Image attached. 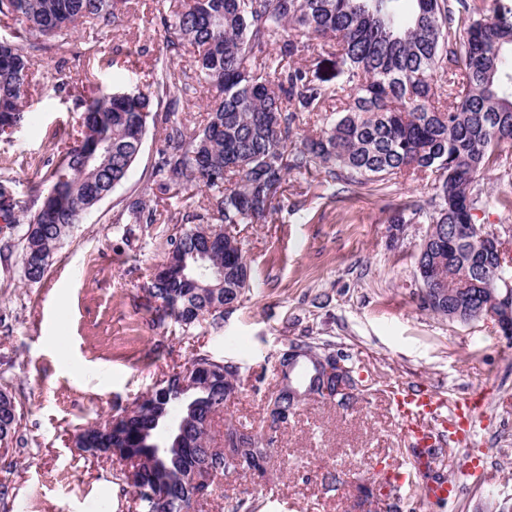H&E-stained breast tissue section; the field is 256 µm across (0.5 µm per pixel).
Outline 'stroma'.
<instances>
[{"mask_svg":"<svg viewBox=\"0 0 512 512\" xmlns=\"http://www.w3.org/2000/svg\"><path fill=\"white\" fill-rule=\"evenodd\" d=\"M158 0H129L121 25L76 28L71 43L33 66L26 121L0 138V175L20 189L45 180L49 155L80 130L77 96L114 85L152 82L161 46ZM65 73L67 90L53 79ZM162 129L150 130L127 180L73 228L57 248L45 278L24 281L18 251L0 253V390L15 396L21 414L18 441L0 455V482L8 487L0 512H142L123 463L93 458L73 438L135 404L196 357L238 370L237 391L211 422L213 446L223 447L228 425L246 424L274 435L265 478L251 471L226 474L202 512H500L512 507V342L494 320L460 322L422 307L416 255L427 227L405 225L393 236L391 205L426 204L427 175H401L363 186L347 199L318 174H290L284 206L264 224H240L231 233L251 267L249 291L223 320L182 330L158 321L151 276L167 256V238L202 212L204 194L169 197L150 179ZM484 206L474 220L497 232L512 261V142L480 181ZM157 208L155 224H119L126 200ZM301 336L331 342L354 369L350 408L302 403L284 423L272 424L268 397L278 381L286 344ZM417 384L450 400L481 394L483 408L471 438L447 453L410 448L403 441L392 389ZM484 459L489 477L464 476ZM446 480L459 491L431 503L395 491L399 473ZM340 473L336 491L321 486Z\"/></svg>","mask_w":512,"mask_h":512,"instance_id":"obj_1","label":"stroma"}]
</instances>
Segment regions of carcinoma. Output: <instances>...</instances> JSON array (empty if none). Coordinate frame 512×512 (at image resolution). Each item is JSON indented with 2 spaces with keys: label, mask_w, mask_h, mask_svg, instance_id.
Listing matches in <instances>:
<instances>
[{
  "label": "carcinoma",
  "mask_w": 512,
  "mask_h": 512,
  "mask_svg": "<svg viewBox=\"0 0 512 512\" xmlns=\"http://www.w3.org/2000/svg\"><path fill=\"white\" fill-rule=\"evenodd\" d=\"M128 0H0V17L21 21L0 36V136L25 119L31 61L68 43L80 22L115 25ZM162 47L150 88H115L76 99L81 133L57 155L46 184L28 192L0 179V217L21 224L23 277L40 282L58 245L83 214L127 178L150 128L164 131V148L152 165L153 182L184 200L207 191L198 223L169 240L170 271L151 281L162 310L184 328L224 316V289L211 281L192 286L179 274L219 265L239 298L249 288L250 268L241 243L226 224H265L280 207L288 173L324 174L340 192L406 173L434 175L432 208L398 205L392 228L426 217L429 243L419 251L420 277L444 273L447 295L422 306L443 315L448 303L472 308V282L499 267L477 232L455 235V225L474 223L484 204L478 180L512 141V0H493L478 12L469 0H179L160 12ZM193 48L198 83L215 92L203 122H193L179 86L174 59ZM334 56L346 66L336 85L289 61L309 52ZM315 120V134L298 136ZM94 154L84 164L86 154ZM154 224L156 210L128 199L116 223ZM295 343L316 355L331 344L309 336ZM214 366L206 391L178 396L179 373L170 375L125 411L109 431L87 428L75 436L91 456L127 451L139 460L137 486L164 485L177 498L194 486L185 477L198 470L216 485L229 472L248 469L262 477L269 443L215 448L208 438L212 417L224 409L237 367L205 356L190 367ZM14 397L0 391V439L18 428ZM186 419L181 438L157 458L154 422L172 413Z\"/></svg>",
  "instance_id": "cac0c4a2"
}]
</instances>
